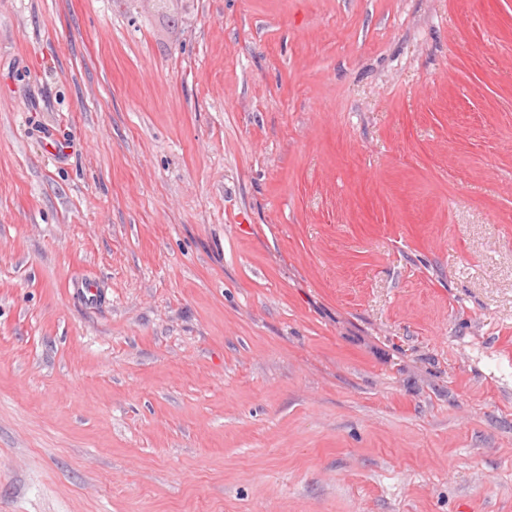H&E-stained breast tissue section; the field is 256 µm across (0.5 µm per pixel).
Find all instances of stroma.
<instances>
[{
  "instance_id": "stroma-1",
  "label": "stroma",
  "mask_w": 512,
  "mask_h": 512,
  "mask_svg": "<svg viewBox=\"0 0 512 512\" xmlns=\"http://www.w3.org/2000/svg\"><path fill=\"white\" fill-rule=\"evenodd\" d=\"M0 512H512V0H0Z\"/></svg>"
}]
</instances>
